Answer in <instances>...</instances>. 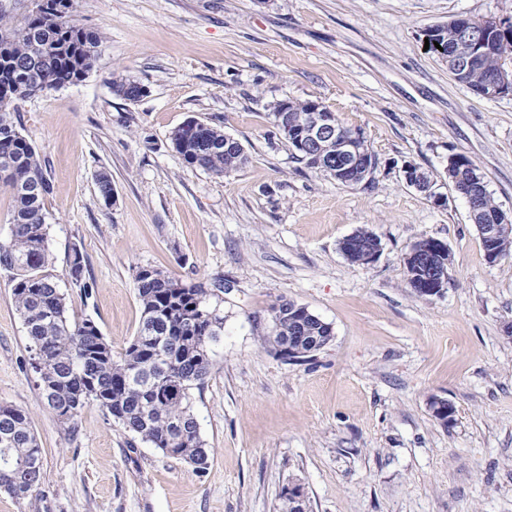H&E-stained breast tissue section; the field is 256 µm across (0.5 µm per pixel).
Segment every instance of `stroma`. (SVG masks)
Listing matches in <instances>:
<instances>
[{
	"label": "stroma",
	"instance_id": "1",
	"mask_svg": "<svg viewBox=\"0 0 512 512\" xmlns=\"http://www.w3.org/2000/svg\"><path fill=\"white\" fill-rule=\"evenodd\" d=\"M77 15L103 35L94 68L19 107L52 183L47 270L116 356L141 319L140 268L208 288L224 334L191 394L209 467L93 403L59 421L0 269V402L28 416L47 492L0 491V512H277L291 484L311 512H512V252L486 260L448 178L449 157L467 156L512 213V94L474 95L424 48L456 15L512 21V0H78ZM121 74L147 95H115ZM283 99L361 131L377 158L367 179L342 186L295 162L269 115ZM192 118L237 139L247 164L187 167L170 136ZM409 165L428 190L407 184ZM362 228L381 250L358 266L340 243ZM425 238L451 254L433 297L403 264ZM76 246L85 290L68 277ZM285 301L329 323L332 341L301 360L264 349ZM436 398L453 425L434 417Z\"/></svg>",
	"mask_w": 512,
	"mask_h": 512
}]
</instances>
